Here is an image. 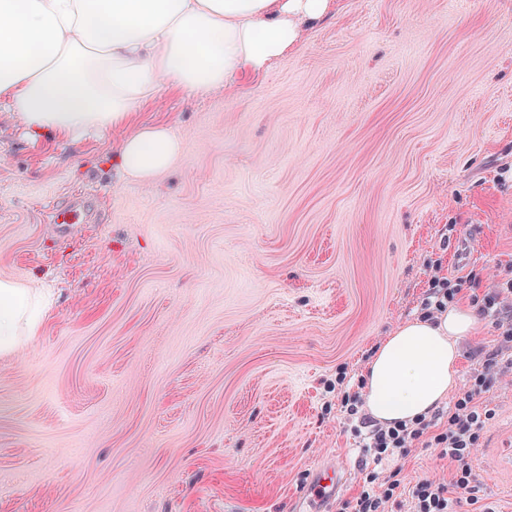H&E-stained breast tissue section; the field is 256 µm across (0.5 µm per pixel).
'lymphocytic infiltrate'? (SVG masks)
Wrapping results in <instances>:
<instances>
[{
  "label": "lymphocytic infiltrate",
  "mask_w": 512,
  "mask_h": 512,
  "mask_svg": "<svg viewBox=\"0 0 512 512\" xmlns=\"http://www.w3.org/2000/svg\"><path fill=\"white\" fill-rule=\"evenodd\" d=\"M478 282L479 276L473 272L463 280L432 276L421 302L425 316L447 309L463 284ZM475 303L480 315L491 320L495 328L494 348L477 361L467 384L455 394L442 427H434L425 418L393 426L367 417L359 419L354 433L361 440L364 455L371 457L373 467L367 472L361 491L348 501V512H389L400 481L395 474H384L382 464L394 457L408 456L417 446L436 449L439 458L448 461L451 472L445 483L429 478L417 481L411 491V512H459L466 505L472 512H492L479 503L471 458L493 417L482 397L512 374V272L485 289Z\"/></svg>",
  "instance_id": "f902f5d3"
}]
</instances>
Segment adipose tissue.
<instances>
[{"instance_id": "adipose-tissue-1", "label": "adipose tissue", "mask_w": 512, "mask_h": 512, "mask_svg": "<svg viewBox=\"0 0 512 512\" xmlns=\"http://www.w3.org/2000/svg\"><path fill=\"white\" fill-rule=\"evenodd\" d=\"M334 0H0V100L37 134L94 136L126 124L163 86L208 92L258 73L295 47ZM182 150L168 128L125 137L126 174L151 180ZM48 306L36 285L0 278V353L35 336ZM472 310L395 327L363 377L364 409L378 423L431 415L456 387L459 342Z\"/></svg>"}]
</instances>
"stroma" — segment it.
Returning <instances> with one entry per match:
<instances>
[{
	"instance_id": "obj_1",
	"label": "stroma",
	"mask_w": 512,
	"mask_h": 512,
	"mask_svg": "<svg viewBox=\"0 0 512 512\" xmlns=\"http://www.w3.org/2000/svg\"><path fill=\"white\" fill-rule=\"evenodd\" d=\"M0 102V277L49 288L0 356V512H292L320 458L362 489L345 411L432 263L512 269V0H338L264 73L163 87L130 126L184 142L153 181L126 130L32 135ZM82 199L80 224L49 206ZM472 466L512 512V386ZM397 499L447 461L413 448Z\"/></svg>"
}]
</instances>
